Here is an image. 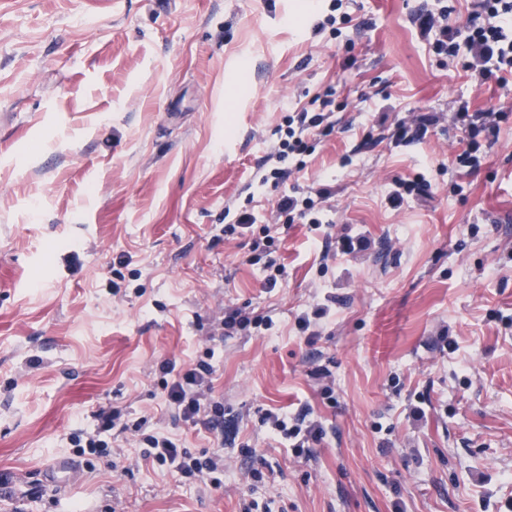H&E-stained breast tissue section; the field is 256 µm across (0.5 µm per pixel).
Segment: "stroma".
I'll list each match as a JSON object with an SVG mask.
<instances>
[{
  "label": "stroma",
  "mask_w": 512,
  "mask_h": 512,
  "mask_svg": "<svg viewBox=\"0 0 512 512\" xmlns=\"http://www.w3.org/2000/svg\"><path fill=\"white\" fill-rule=\"evenodd\" d=\"M424 9L463 28L478 0H0V512H512V76L435 54ZM326 93L332 134L257 185L285 109ZM463 107L497 127L473 167ZM312 187L318 223L274 228ZM247 207L276 287L222 232ZM227 308L264 324L214 335ZM209 348L220 434L159 370ZM108 406L111 455L78 453ZM268 412L322 437L295 453ZM145 432L223 456L221 486L141 463Z\"/></svg>",
  "instance_id": "stroma-1"
}]
</instances>
